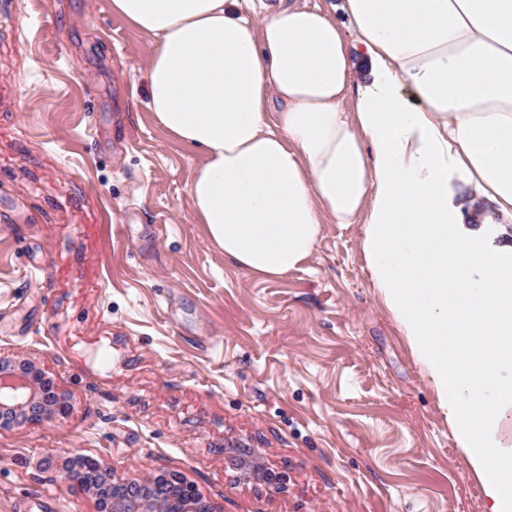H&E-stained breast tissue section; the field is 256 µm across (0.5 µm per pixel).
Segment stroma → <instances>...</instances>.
I'll return each instance as SVG.
<instances>
[{
    "mask_svg": "<svg viewBox=\"0 0 512 512\" xmlns=\"http://www.w3.org/2000/svg\"><path fill=\"white\" fill-rule=\"evenodd\" d=\"M151 49L111 0H0V354L71 403L0 427V512H98L72 450L220 512H488L361 225L279 279L226 261L189 202L201 151L144 105ZM231 441L282 485L229 468Z\"/></svg>",
    "mask_w": 512,
    "mask_h": 512,
    "instance_id": "stroma-1",
    "label": "stroma"
}]
</instances>
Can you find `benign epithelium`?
<instances>
[{
  "label": "benign epithelium",
  "mask_w": 512,
  "mask_h": 512,
  "mask_svg": "<svg viewBox=\"0 0 512 512\" xmlns=\"http://www.w3.org/2000/svg\"><path fill=\"white\" fill-rule=\"evenodd\" d=\"M35 404L41 406L39 421L64 419L71 411L68 398L33 359L23 355L0 356V424H22L11 419V415ZM224 452L227 462L243 475L257 473L269 485L279 481L274 472L257 462L254 449L238 443ZM101 473L93 494L108 503L110 512H199L203 506L195 490L183 482L156 487L149 476L137 482L118 476L110 467L101 469Z\"/></svg>",
  "instance_id": "benign-epithelium-1"
}]
</instances>
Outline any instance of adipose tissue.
Masks as SVG:
<instances>
[{"label": "adipose tissue", "mask_w": 512, "mask_h": 512, "mask_svg": "<svg viewBox=\"0 0 512 512\" xmlns=\"http://www.w3.org/2000/svg\"><path fill=\"white\" fill-rule=\"evenodd\" d=\"M145 106L203 152L191 208L278 278L359 224L490 512H512V0H111Z\"/></svg>", "instance_id": "obj_1"}]
</instances>
